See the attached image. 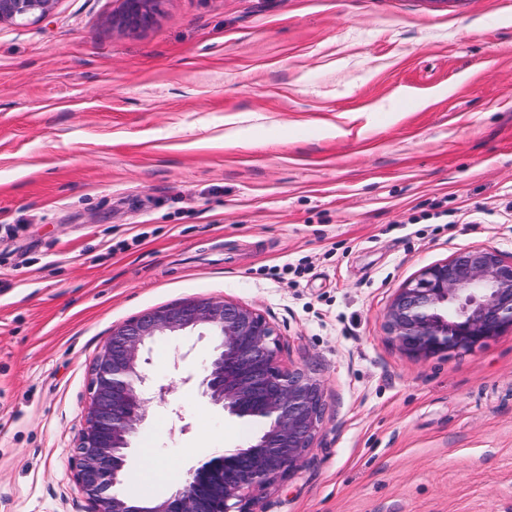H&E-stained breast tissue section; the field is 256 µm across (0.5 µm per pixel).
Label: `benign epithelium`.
Wrapping results in <instances>:
<instances>
[{"label": "benign epithelium", "mask_w": 512, "mask_h": 512, "mask_svg": "<svg viewBox=\"0 0 512 512\" xmlns=\"http://www.w3.org/2000/svg\"><path fill=\"white\" fill-rule=\"evenodd\" d=\"M161 0H120L112 26L135 31L152 23ZM58 0H0V24L42 21ZM388 335L415 358L446 356L512 331V256L464 249L422 269L399 288L385 314ZM219 337L197 380L201 395L230 416L265 423L253 443L226 449L188 471L183 486L157 502L116 491L130 438L152 400L145 349L164 336ZM274 326L254 309L192 298L151 309L112 327L92 366L84 423L74 446L75 479L86 512H263L258 495L298 470L313 447L323 413V385L313 373L280 364Z\"/></svg>", "instance_id": "benign-epithelium-1"}]
</instances>
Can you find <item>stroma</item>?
I'll return each mask as SVG.
<instances>
[{"label":"stroma","instance_id":"1","mask_svg":"<svg viewBox=\"0 0 512 512\" xmlns=\"http://www.w3.org/2000/svg\"><path fill=\"white\" fill-rule=\"evenodd\" d=\"M59 0L0 24V512H86L71 467L113 326L251 306L324 387L264 512H512V332L416 359L384 315L469 247L512 255V0ZM163 338L122 493L151 501L259 420ZM167 471L140 479L146 457ZM161 0H120L112 14V26L121 31H135L152 23Z\"/></svg>","mask_w":512,"mask_h":512}]
</instances>
